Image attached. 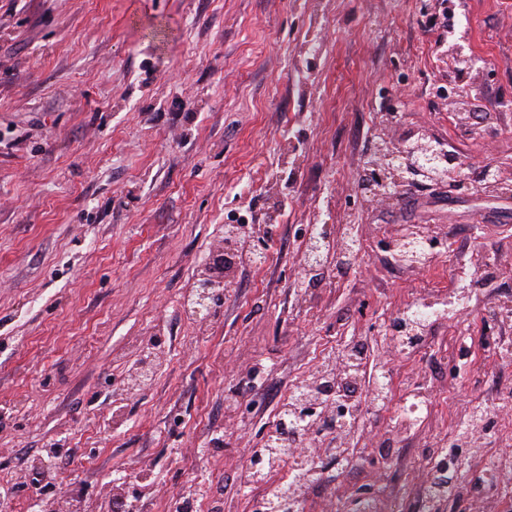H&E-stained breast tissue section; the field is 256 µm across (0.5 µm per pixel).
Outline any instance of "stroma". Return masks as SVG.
<instances>
[{"instance_id": "stroma-1", "label": "stroma", "mask_w": 512, "mask_h": 512, "mask_svg": "<svg viewBox=\"0 0 512 512\" xmlns=\"http://www.w3.org/2000/svg\"><path fill=\"white\" fill-rule=\"evenodd\" d=\"M442 33L478 64L464 80ZM379 126L441 138L468 192L409 182L374 199ZM489 163L512 167V0H0V488L25 486L10 512H33L24 458L56 442L91 510L149 460L154 512L182 495L252 512L250 448L324 342L353 336L396 388L307 512L413 490L429 449L394 448L383 476L372 441L421 373L442 434L512 382V360L480 354L512 312V195L485 191ZM232 216L263 231L268 259H241L220 317L192 319L180 304ZM315 224L356 226L364 249L301 288ZM413 224L448 250L405 272L384 243ZM465 289L468 316L433 329L437 356L394 353L393 309Z\"/></svg>"}]
</instances>
